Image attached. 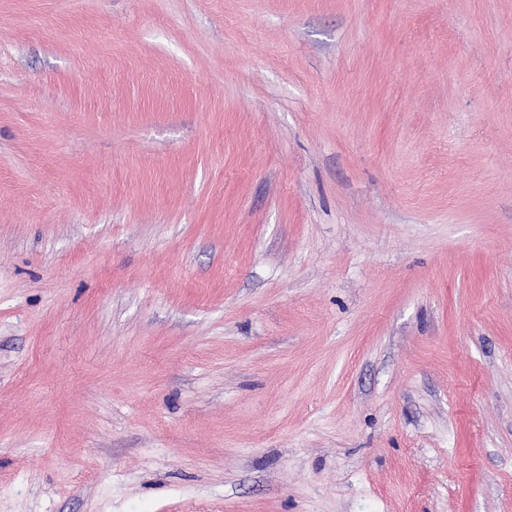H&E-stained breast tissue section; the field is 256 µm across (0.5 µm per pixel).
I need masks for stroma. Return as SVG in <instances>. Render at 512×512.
<instances>
[{"mask_svg": "<svg viewBox=\"0 0 512 512\" xmlns=\"http://www.w3.org/2000/svg\"><path fill=\"white\" fill-rule=\"evenodd\" d=\"M0 512H512V0H0Z\"/></svg>", "mask_w": 512, "mask_h": 512, "instance_id": "stroma-1", "label": "stroma"}]
</instances>
